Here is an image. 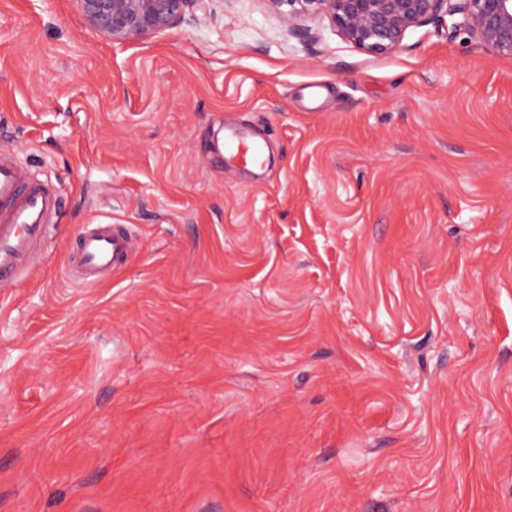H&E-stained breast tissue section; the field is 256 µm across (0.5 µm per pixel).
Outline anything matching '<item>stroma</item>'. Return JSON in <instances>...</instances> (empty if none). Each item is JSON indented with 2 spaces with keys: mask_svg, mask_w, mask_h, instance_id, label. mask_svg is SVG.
<instances>
[{
  "mask_svg": "<svg viewBox=\"0 0 512 512\" xmlns=\"http://www.w3.org/2000/svg\"><path fill=\"white\" fill-rule=\"evenodd\" d=\"M206 7L109 43L0 0V153L61 198L0 288V512H512V57ZM87 224L139 242L92 286ZM224 138L217 142V151L226 163L242 164L245 167H260L263 164L264 145L256 138L244 134L237 128L225 127Z\"/></svg>",
  "mask_w": 512,
  "mask_h": 512,
  "instance_id": "35a3bbf8",
  "label": "stroma"
}]
</instances>
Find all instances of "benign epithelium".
I'll return each mask as SVG.
<instances>
[{
	"label": "benign epithelium",
	"mask_w": 512,
	"mask_h": 512,
	"mask_svg": "<svg viewBox=\"0 0 512 512\" xmlns=\"http://www.w3.org/2000/svg\"><path fill=\"white\" fill-rule=\"evenodd\" d=\"M82 21L109 42H137L171 29L204 0H76ZM288 34L323 17L338 35L370 53L398 50L407 30L452 18L495 55L512 56V0H266Z\"/></svg>",
	"instance_id": "benign-epithelium-1"
}]
</instances>
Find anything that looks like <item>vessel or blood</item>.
I'll return each mask as SVG.
<instances>
[{"label":"vessel or blood","mask_w":512,"mask_h":512,"mask_svg":"<svg viewBox=\"0 0 512 512\" xmlns=\"http://www.w3.org/2000/svg\"><path fill=\"white\" fill-rule=\"evenodd\" d=\"M217 150L225 162L258 167L264 145L237 128L224 130ZM60 208L57 190L34 181L15 156L0 154V287L20 284L45 244ZM133 249V235L124 224H92L78 242L82 279L94 283L119 270Z\"/></svg>","instance_id":"b4317fda"}]
</instances>
